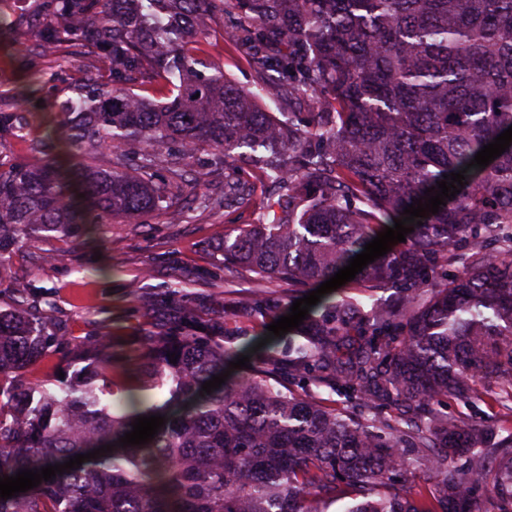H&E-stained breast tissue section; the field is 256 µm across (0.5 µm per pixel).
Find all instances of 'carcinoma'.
<instances>
[{
	"instance_id": "obj_1",
	"label": "carcinoma",
	"mask_w": 512,
	"mask_h": 512,
	"mask_svg": "<svg viewBox=\"0 0 512 512\" xmlns=\"http://www.w3.org/2000/svg\"><path fill=\"white\" fill-rule=\"evenodd\" d=\"M44 44L90 47L112 76L84 84L82 111L51 124L0 106V146L27 139L37 162L0 151V259L44 237L91 239L115 215L161 207L163 164L208 146L255 168L270 222L243 224L216 248L224 267L317 288L424 191L512 126V0H43ZM222 5L225 31L265 79L314 112L275 115L192 66L189 36ZM153 62L172 86L155 103L125 86ZM111 155L107 167L62 153ZM350 287L369 307L325 298L285 341L210 394L202 384L239 352L211 336H151L126 366L108 336L63 353L82 370L33 376L52 355V319L0 310V477L113 450L41 481L0 512H479L489 492L512 512V430L445 410L491 394L512 414V146ZM249 189L224 184V201ZM391 291L388 300L379 293ZM176 353L171 363L167 353ZM288 354L295 386L275 372ZM360 409L327 408L306 380ZM498 390L490 393L486 382ZM390 411L388 418L384 412ZM165 425L119 447L139 416ZM432 475L419 498L408 474Z\"/></svg>"
}]
</instances>
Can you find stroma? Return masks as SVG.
Returning <instances> with one entry per match:
<instances>
[{"instance_id":"1","label":"stroma","mask_w":512,"mask_h":512,"mask_svg":"<svg viewBox=\"0 0 512 512\" xmlns=\"http://www.w3.org/2000/svg\"><path fill=\"white\" fill-rule=\"evenodd\" d=\"M42 8V0H0V15L17 21L0 35V100L10 101L22 88V66L29 63L56 77L31 111L57 112L82 84H107L111 76L93 54L65 44L43 47L32 19ZM192 39L198 45L196 70H220L240 88L256 89L257 73L224 37L221 10L205 15ZM189 164L196 182L175 183L165 208L143 214L139 223L117 218L100 225L98 245L46 237L1 261L0 309L14 305L15 287L25 283L34 314H51L55 328L72 342L111 336L112 353L121 362L133 357L148 336L178 329L187 311L208 320L211 333L223 336L225 345L251 350L305 291L225 270L213 242L238 225L256 223L260 208L204 205L231 169L217 163L209 147ZM180 276L189 282L170 297Z\"/></svg>"}]
</instances>
